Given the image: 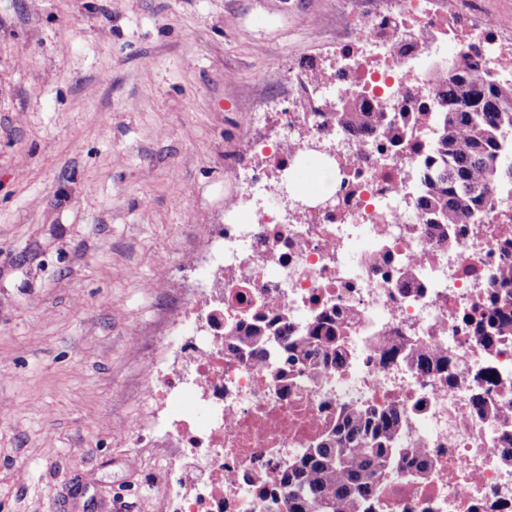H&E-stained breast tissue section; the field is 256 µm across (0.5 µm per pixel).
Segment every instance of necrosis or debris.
<instances>
[{
    "label": "necrosis or debris",
    "mask_w": 512,
    "mask_h": 512,
    "mask_svg": "<svg viewBox=\"0 0 512 512\" xmlns=\"http://www.w3.org/2000/svg\"><path fill=\"white\" fill-rule=\"evenodd\" d=\"M497 27L487 20L464 34L441 0H379L354 14L345 35L349 78L329 68L321 89L338 99L359 85L375 110L399 117L426 102L433 76L414 62L445 39L492 66H512V43L498 41ZM265 119L280 134L269 140L248 129L261 162L244 178L268 205L250 219L231 212L210 225L196 288L156 340L186 367L156 363L142 377L132 444L173 449L178 461L160 459L145 497L159 512H284L270 494L281 463L335 423L339 409L390 403L405 414L406 447L425 450L431 467L419 479L387 471L371 512H491L495 504L512 512V465L502 459L512 422L484 414L512 409V336L488 350L474 332L503 261L502 224L449 228L444 246L428 241L409 191L425 161L424 123L403 126L392 143L321 131L306 112ZM316 145L330 156V185L298 208L284 183ZM405 278L410 287L399 288ZM327 310L351 317L347 362L319 378L297 366L282 382L274 356L225 347L229 331L252 316L284 314L300 330ZM385 335L399 349L390 363L379 358ZM427 348L447 352V372L416 368L411 355ZM487 370L491 380H479Z\"/></svg>",
    "instance_id": "necrosis-or-debris-1"
}]
</instances>
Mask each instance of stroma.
<instances>
[{
    "label": "stroma",
    "instance_id": "obj_1",
    "mask_svg": "<svg viewBox=\"0 0 512 512\" xmlns=\"http://www.w3.org/2000/svg\"><path fill=\"white\" fill-rule=\"evenodd\" d=\"M512 35V0H452ZM337 0H0V512H153L131 391ZM145 340L135 349L132 337Z\"/></svg>",
    "mask_w": 512,
    "mask_h": 512
}]
</instances>
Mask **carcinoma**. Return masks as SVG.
I'll return each mask as SVG.
<instances>
[{"label": "carcinoma", "mask_w": 512, "mask_h": 512, "mask_svg": "<svg viewBox=\"0 0 512 512\" xmlns=\"http://www.w3.org/2000/svg\"><path fill=\"white\" fill-rule=\"evenodd\" d=\"M313 102L315 114L333 115L349 138L398 135L362 90L334 102ZM423 111L437 112L439 119L428 145L430 166L420 175L417 211L428 225L426 236L445 245L444 227L480 224L500 214L504 195H512V68L495 72L457 52L437 65L432 106ZM500 249L509 260L497 274L490 314L475 328L485 348L500 336H512V231L502 238ZM272 332L285 345L279 378L294 365L318 377L346 363L345 330L334 314L298 333L283 318L246 326L227 338L226 348L265 355ZM413 361L423 370L448 371L443 352L423 350ZM403 427V414L393 405L343 408L334 425L288 463L280 481L285 512H368L369 500L380 490V476L395 465H403L414 478L425 475L430 460L419 449L399 445Z\"/></svg>", "instance_id": "cac0c4a2"}]
</instances>
